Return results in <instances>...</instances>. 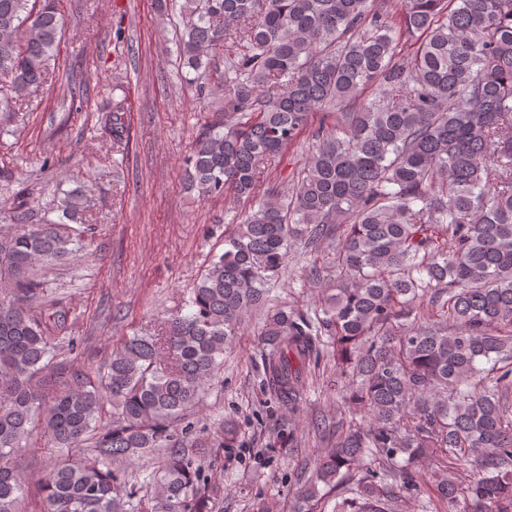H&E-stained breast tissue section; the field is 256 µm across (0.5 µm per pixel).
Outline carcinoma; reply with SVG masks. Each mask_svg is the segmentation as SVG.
Returning <instances> with one entry per match:
<instances>
[{
	"instance_id": "obj_1",
	"label": "carcinoma",
	"mask_w": 512,
	"mask_h": 512,
	"mask_svg": "<svg viewBox=\"0 0 512 512\" xmlns=\"http://www.w3.org/2000/svg\"><path fill=\"white\" fill-rule=\"evenodd\" d=\"M181 73L197 95L224 88L188 158L204 196L254 205L191 289L189 312L158 336H134L104 369L54 364L56 332L33 305L38 268L73 252L77 187L47 221L23 190L0 209V512H220L171 429L198 405L245 315L265 305L292 245L319 249L332 225L335 278L312 262L321 312L269 308L264 385L293 408L324 354L368 418L336 423L316 451L318 483L341 490L334 512H398L425 491L431 512H512V0H184ZM64 21L57 0H0V132L17 103L53 82ZM412 37L408 45L402 35ZM331 107V129L311 116ZM116 105L112 138L129 140ZM309 132L304 174L256 199L276 159ZM431 307L423 308V302ZM112 421L103 422L105 403ZM225 425L213 447L235 441ZM169 443L153 487L120 471ZM40 445L65 459L32 478L16 454ZM438 460L427 475L423 459ZM465 458L460 483L447 465Z\"/></svg>"
}]
</instances>
